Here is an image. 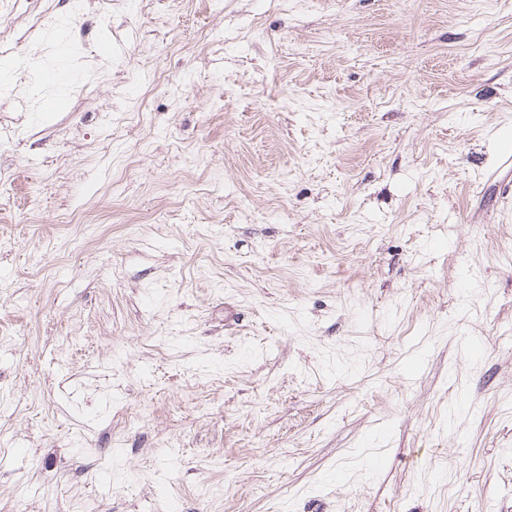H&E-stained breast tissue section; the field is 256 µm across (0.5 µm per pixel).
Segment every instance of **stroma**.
I'll list each match as a JSON object with an SVG mask.
<instances>
[{"label":"stroma","mask_w":512,"mask_h":512,"mask_svg":"<svg viewBox=\"0 0 512 512\" xmlns=\"http://www.w3.org/2000/svg\"><path fill=\"white\" fill-rule=\"evenodd\" d=\"M4 49L0 512H512V0H0Z\"/></svg>","instance_id":"1"}]
</instances>
